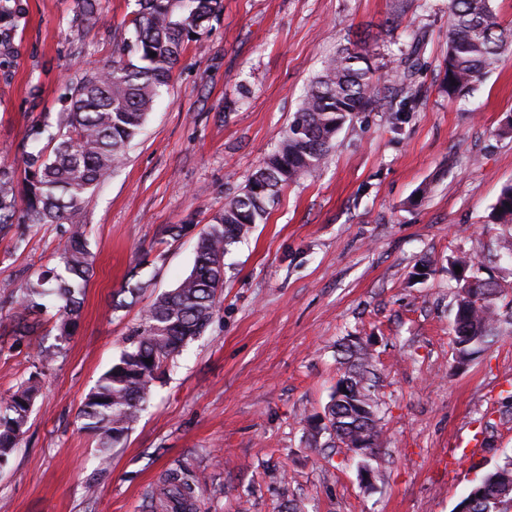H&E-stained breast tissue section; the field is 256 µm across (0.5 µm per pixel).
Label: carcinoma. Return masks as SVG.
<instances>
[{
	"mask_svg": "<svg viewBox=\"0 0 512 512\" xmlns=\"http://www.w3.org/2000/svg\"><path fill=\"white\" fill-rule=\"evenodd\" d=\"M138 2L139 10L131 20L133 37L123 42L119 59L107 68L87 69L71 83L56 131L47 125L32 128V140L45 139L52 147L25 155L24 182L17 183L13 165L0 164V236L16 224L68 225L57 266L38 272L18 289L20 311L11 321L17 336L35 331V317L48 313L46 301L52 296L56 310L50 320L58 336L66 338L75 331L82 307L79 295L93 273L83 203L125 163L131 143L169 83L184 43L199 39L223 9L222 0ZM25 14L23 0H0V60L8 51L4 36ZM100 21L97 0H80L75 25L93 26ZM423 41L424 35H414L411 52L383 77L378 75L376 49L366 40L338 50L324 65L272 152L241 193L225 202L197 234L189 272L176 287L155 296L129 346L87 395L80 415L84 428L97 439L102 463L122 445L169 362L212 323L223 295L224 254L230 247L266 221L269 206L284 187L321 169L347 121L387 105L386 98L379 97L380 79L389 83L391 96L400 98L396 119L415 110L411 90L421 67L418 55ZM509 45L512 26L498 20L493 0H450L441 90L450 97L469 92ZM491 218L496 224L512 226L511 182L502 187ZM453 264L476 279L474 285L459 279L455 302L453 344L459 363L464 364L501 335L502 323L512 319V311L499 306L508 296L507 288L483 276V266L474 257L462 253ZM144 288L139 280L127 281L120 290L127 298L116 301L114 310L135 301ZM147 358L151 362H145ZM374 376L368 347L345 344L341 379L348 389L339 398L331 397L328 408L330 422L337 423L336 441L346 448L366 440L372 448L379 447L383 427L372 393ZM39 390L36 377L31 376L0 401V465L24 434ZM479 485L483 493L472 500L471 512H498L494 503L504 502L503 493L512 489V460L493 468ZM195 487L177 474L168 479L164 495L171 512L191 509Z\"/></svg>",
	"mask_w": 512,
	"mask_h": 512,
	"instance_id": "obj_1",
	"label": "carcinoma"
}]
</instances>
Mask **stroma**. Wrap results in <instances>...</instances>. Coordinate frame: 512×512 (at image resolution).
<instances>
[{
    "label": "stroma",
    "mask_w": 512,
    "mask_h": 512,
    "mask_svg": "<svg viewBox=\"0 0 512 512\" xmlns=\"http://www.w3.org/2000/svg\"><path fill=\"white\" fill-rule=\"evenodd\" d=\"M0 62V161L23 170L30 128L62 112L64 84L111 65L138 0H98L100 23L77 27V0H25ZM201 43H188L125 165L87 197L94 274L72 336L7 327L15 290L54 266L63 224L0 237V399L31 374L41 391L9 464L0 512H152L170 474L200 478L194 512H453L512 456V334L467 365L452 343L466 252L512 285L501 250L512 227L488 215L512 182V47L451 99L440 91L448 0H223ZM423 32L419 108L358 114L324 166L286 187L266 223L225 257L224 295L206 332L169 363L109 465L79 417L152 299L189 271L195 238L240 193L287 128L312 80L348 40L366 36L396 65ZM148 288L113 311L131 272ZM373 354L384 427L364 490L346 448L312 444L342 345ZM55 350L43 362L44 349ZM483 432L482 452L452 465L456 438Z\"/></svg>",
    "instance_id": "35a3bbf8"
}]
</instances>
